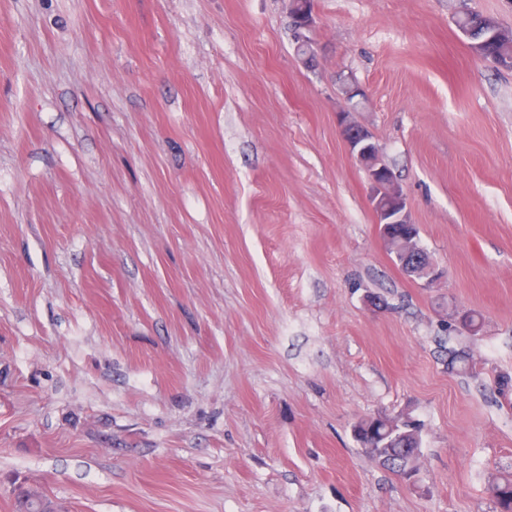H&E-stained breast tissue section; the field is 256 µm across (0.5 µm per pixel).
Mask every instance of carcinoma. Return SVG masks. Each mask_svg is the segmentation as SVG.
<instances>
[{
  "label": "carcinoma",
  "mask_w": 512,
  "mask_h": 512,
  "mask_svg": "<svg viewBox=\"0 0 512 512\" xmlns=\"http://www.w3.org/2000/svg\"><path fill=\"white\" fill-rule=\"evenodd\" d=\"M456 26L469 42V48L484 61L512 69V32L500 27L491 17L464 13ZM356 441L379 463L408 480L413 477L422 438L418 426L405 422L382 434L370 418L360 420L354 428ZM494 512H512V474L504 475L493 485Z\"/></svg>",
  "instance_id": "carcinoma-1"
}]
</instances>
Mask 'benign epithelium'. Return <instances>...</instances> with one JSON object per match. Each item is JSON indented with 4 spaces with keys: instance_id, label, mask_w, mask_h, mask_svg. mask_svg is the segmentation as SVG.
<instances>
[{
    "instance_id": "7a95c632",
    "label": "benign epithelium",
    "mask_w": 512,
    "mask_h": 512,
    "mask_svg": "<svg viewBox=\"0 0 512 512\" xmlns=\"http://www.w3.org/2000/svg\"><path fill=\"white\" fill-rule=\"evenodd\" d=\"M340 127L350 155L361 165L370 182V203L375 213L376 224L384 240H389L387 230L392 224H412L407 202L395 173L383 158H375L379 150L366 128L349 120V114L341 113ZM401 263L409 262L413 267H424L428 279L433 281L439 273L435 271L418 237L410 234L401 239L398 246Z\"/></svg>"
}]
</instances>
